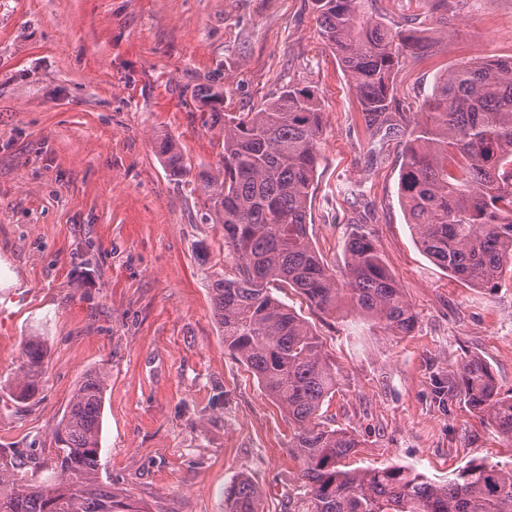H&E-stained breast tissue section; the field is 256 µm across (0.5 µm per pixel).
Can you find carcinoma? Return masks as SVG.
Wrapping results in <instances>:
<instances>
[{"label": "carcinoma", "mask_w": 512, "mask_h": 512, "mask_svg": "<svg viewBox=\"0 0 512 512\" xmlns=\"http://www.w3.org/2000/svg\"><path fill=\"white\" fill-rule=\"evenodd\" d=\"M373 0H313L322 37L359 99L367 128L399 127L390 112L396 72L406 58L432 53L429 40L370 22ZM461 0H423L439 33ZM195 99L224 135L222 166L199 173L211 219L224 226L236 274L212 284L224 348L256 376L288 416L289 448L302 468L304 512H512V461L471 459L436 481L405 465L351 468L361 448L354 432L327 421L341 385L336 365L307 322L272 292L295 288L322 313L351 310L398 336L416 316L373 240L353 237L342 277L324 263L309 234L308 201L319 165L323 112L314 91L287 85L255 112H226L224 88ZM160 153L170 175L190 167L170 142ZM399 195L419 248L456 280L494 290L512 281V57L459 65L440 76L403 145ZM47 345L30 337L12 396L41 389ZM108 374L87 372L51 433L53 475L20 474L21 450L0 453V512H145L131 496L99 481L101 414ZM460 387L471 409L512 441V395L490 367L463 361ZM224 512H261L248 476L224 492Z\"/></svg>", "instance_id": "cac0c4a2"}]
</instances>
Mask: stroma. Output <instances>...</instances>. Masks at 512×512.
I'll return each instance as SVG.
<instances>
[{"label":"stroma","mask_w":512,"mask_h":512,"mask_svg":"<svg viewBox=\"0 0 512 512\" xmlns=\"http://www.w3.org/2000/svg\"><path fill=\"white\" fill-rule=\"evenodd\" d=\"M372 12L437 42L399 70V112H420L450 69L512 56V0H466L444 37L418 0H375ZM207 84L223 86L228 112L286 84L316 91L325 129L309 232L337 272L348 241L368 235L416 315L394 336L280 295L341 371L327 415L362 441L357 466L439 480L473 458L512 460L461 395L436 400L469 357L512 392V284L457 282L416 245L398 194L404 136L366 128L312 0H0V452L23 449L25 477H48L51 430L102 369L103 482L148 512H224L244 472L263 512H298L288 418L225 351L212 315L211 284L236 260L195 178L222 160L221 132L193 97ZM164 137L191 176H170ZM348 182L366 199L340 195ZM31 336L48 356L39 395L19 403L8 387Z\"/></svg>","instance_id":"35a3bbf8"}]
</instances>
